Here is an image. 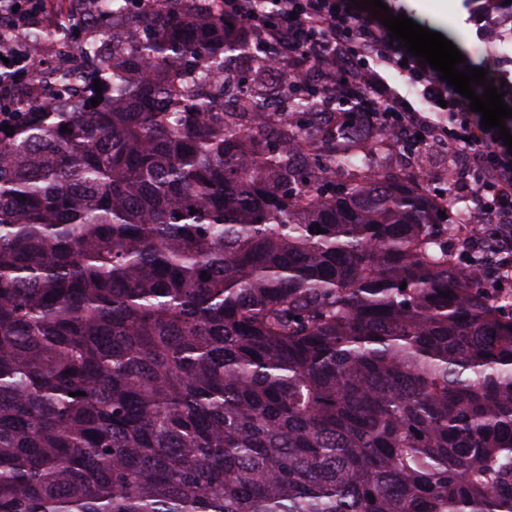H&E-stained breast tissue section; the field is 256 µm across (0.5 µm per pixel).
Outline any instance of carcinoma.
I'll use <instances>...</instances> for the list:
<instances>
[{"label": "carcinoma", "mask_w": 512, "mask_h": 512, "mask_svg": "<svg viewBox=\"0 0 512 512\" xmlns=\"http://www.w3.org/2000/svg\"><path fill=\"white\" fill-rule=\"evenodd\" d=\"M58 3L23 38L112 107L0 99V512H512V312L448 202L224 0Z\"/></svg>", "instance_id": "carcinoma-1"}]
</instances>
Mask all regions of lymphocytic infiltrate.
I'll return each instance as SVG.
<instances>
[{
  "mask_svg": "<svg viewBox=\"0 0 512 512\" xmlns=\"http://www.w3.org/2000/svg\"><path fill=\"white\" fill-rule=\"evenodd\" d=\"M224 20L246 23L257 34L269 59L290 64L294 90L305 89L299 73L313 70L331 98L347 85L360 87V112L344 113L345 125L367 121L390 134H403L415 151L447 143L450 155L469 154L481 177L474 184L475 205L487 220L512 231V155L496 148L495 130L484 128L465 96L453 92L417 57L389 36L385 26L355 20L348 0H224ZM400 71L419 85L420 106L384 76Z\"/></svg>",
  "mask_w": 512,
  "mask_h": 512,
  "instance_id": "lymphocytic-infiltrate-1",
  "label": "lymphocytic infiltrate"
}]
</instances>
